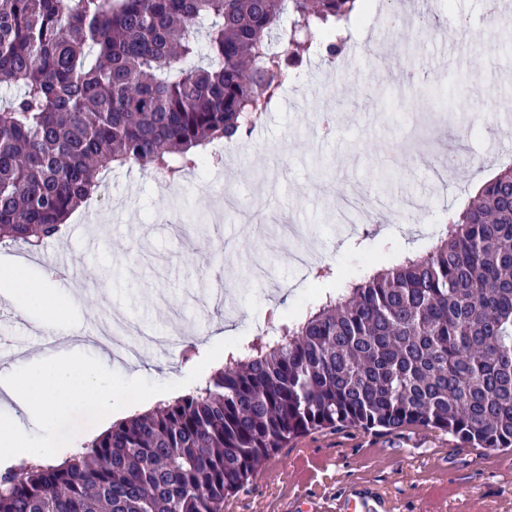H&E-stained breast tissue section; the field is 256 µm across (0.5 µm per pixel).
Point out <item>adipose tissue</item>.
<instances>
[{"label":"adipose tissue","instance_id":"1","mask_svg":"<svg viewBox=\"0 0 512 512\" xmlns=\"http://www.w3.org/2000/svg\"><path fill=\"white\" fill-rule=\"evenodd\" d=\"M0 297L13 302L37 305L43 302V292L29 288L20 262L8 260L0 264ZM20 377L8 388V395L31 410V425L48 430L49 417L66 410L82 399H93L105 410L104 424L124 416L125 402L114 399L112 377L100 374L95 366L74 353L63 354L54 365L37 357L27 359L18 368ZM28 426L16 421L0 423V464L10 465L24 458L55 459L62 451L51 438H44L40 447H29Z\"/></svg>","mask_w":512,"mask_h":512}]
</instances>
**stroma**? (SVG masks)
Here are the masks:
<instances>
[{"label":"stroma","instance_id":"stroma-1","mask_svg":"<svg viewBox=\"0 0 512 512\" xmlns=\"http://www.w3.org/2000/svg\"><path fill=\"white\" fill-rule=\"evenodd\" d=\"M431 9V29L378 15L356 27L348 71L311 49L297 85L282 88L262 127L217 146L221 163L205 161L169 186L136 165L114 168L79 206L80 234L65 232L36 258L19 246L0 247V256L24 258L26 279L54 301L73 302L72 318L92 327L113 309L163 334L169 303L178 301L193 335L186 355L153 350L138 371L89 345L79 353L122 381L131 401L192 389L215 357L304 315L346 277L428 250L479 179L512 160V11L488 15L484 0H432ZM414 62L433 67L434 78L406 82ZM481 100L494 108H478ZM326 108L339 121L330 140L316 124ZM450 151L459 164L444 180L437 172ZM227 186L240 207L218 222L212 199ZM356 187L369 203L385 201V215L350 233L336 208ZM285 216L313 228L307 246L330 278L314 280L292 263L278 235ZM103 217L109 232L89 252L84 240ZM60 254L91 289L44 277ZM45 321L41 307L21 312L0 299V378L12 354L34 356ZM101 419L96 401H77L53 417L50 432L67 449ZM358 492L384 498L390 512H512V451L461 448L423 427L314 432L263 461L232 497V512H337Z\"/></svg>","mask_w":512,"mask_h":512}]
</instances>
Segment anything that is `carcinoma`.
<instances>
[{
	"label": "carcinoma",
	"instance_id": "obj_1",
	"mask_svg": "<svg viewBox=\"0 0 512 512\" xmlns=\"http://www.w3.org/2000/svg\"><path fill=\"white\" fill-rule=\"evenodd\" d=\"M354 2L0 0V82L15 88L0 109V245L44 248L115 167L174 178L250 135ZM202 32L208 62L188 68ZM412 426L512 448V165L425 254L231 348L203 385L63 462L0 473V512H224L301 436Z\"/></svg>",
	"mask_w": 512,
	"mask_h": 512
}]
</instances>
